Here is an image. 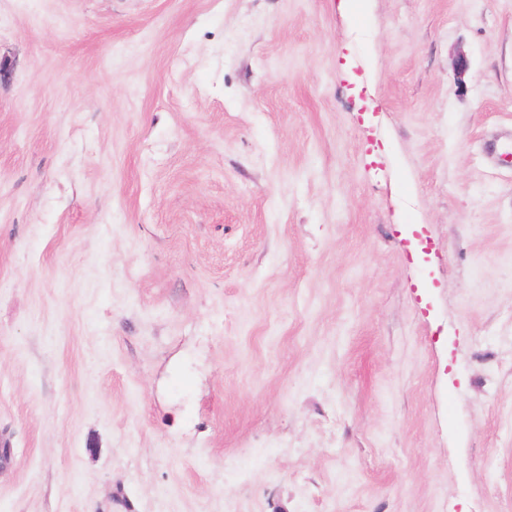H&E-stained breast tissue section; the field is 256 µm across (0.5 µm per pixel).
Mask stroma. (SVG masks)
I'll use <instances>...</instances> for the list:
<instances>
[{
	"label": "stroma",
	"instance_id": "stroma-1",
	"mask_svg": "<svg viewBox=\"0 0 512 512\" xmlns=\"http://www.w3.org/2000/svg\"><path fill=\"white\" fill-rule=\"evenodd\" d=\"M360 3L0 0V512H512V0Z\"/></svg>",
	"mask_w": 512,
	"mask_h": 512
}]
</instances>
